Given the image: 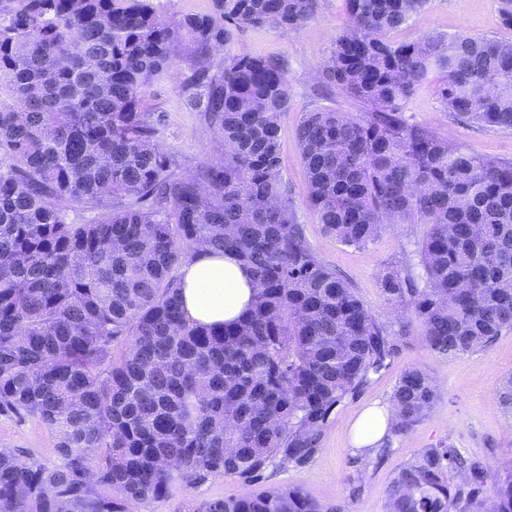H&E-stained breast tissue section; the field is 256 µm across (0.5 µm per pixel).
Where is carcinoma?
I'll list each match as a JSON object with an SVG mask.
<instances>
[{"mask_svg":"<svg viewBox=\"0 0 512 512\" xmlns=\"http://www.w3.org/2000/svg\"><path fill=\"white\" fill-rule=\"evenodd\" d=\"M345 2L323 78L368 112L303 113L307 205L359 249L386 224L424 225L420 272L388 267L383 294L433 352L484 350L512 331V160L450 143L406 105L437 71L433 92L455 120L512 129V43L398 44L388 34L426 0ZM316 7L213 0L209 14L167 19L154 0H0V413L58 434L53 469L0 448V512H130L176 484L303 466L336 408L399 352L407 323H381L297 222L280 173L283 64L231 52L239 30L297 31ZM183 49L193 65L181 91L221 148L189 174L145 107ZM201 247L251 272L243 319H185L177 268ZM435 399L425 371H405L390 433ZM485 481L453 445L426 448L396 473L386 509L512 512V472L491 494ZM188 512L339 508L282 486Z\"/></svg>","mask_w":512,"mask_h":512,"instance_id":"obj_1","label":"carcinoma"}]
</instances>
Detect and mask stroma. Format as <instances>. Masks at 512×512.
Here are the masks:
<instances>
[{
	"instance_id": "stroma-1",
	"label": "stroma",
	"mask_w": 512,
	"mask_h": 512,
	"mask_svg": "<svg viewBox=\"0 0 512 512\" xmlns=\"http://www.w3.org/2000/svg\"><path fill=\"white\" fill-rule=\"evenodd\" d=\"M314 17L297 32L283 34L267 27L245 28L236 33L231 50L241 56H259L284 64L289 84L288 110L280 126L281 176L297 204V220L318 257L341 275L379 321L396 320L380 287L387 266L410 255L421 240L420 224H389L368 248L358 249L326 235L307 207V176L296 127L303 112L337 109L363 116L365 105L321 91V71L330 48L347 24L345 0H318ZM499 0H427L424 7L389 34L396 43L429 35L444 37L465 33L512 42V28L502 26ZM190 65L180 57L169 77L151 87L146 104L162 113L158 139L173 152L182 172L188 173L217 156L212 130L200 113L190 109L180 85ZM407 116L424 124L472 153L512 160V129L480 123H461L445 112L431 86L408 103ZM418 323L399 353L357 396L343 402L323 432L319 449L303 466L269 468L262 478L245 484L234 477L217 475L205 484L187 489L174 486L169 497L132 505V512H188L191 502L237 497L245 493L297 485L311 497L343 512H386L387 494L396 472L422 450L453 444L471 461L478 473L495 476L512 470V412L499 402L498 390L512 377V331L502 332L487 349L444 356L431 351L420 338ZM426 371L433 379L437 398L426 415L408 433L393 438L383 459L356 461L350 451V425L373 403L390 404L394 387L410 368ZM56 432L38 418H19L0 413V448H17L45 466L57 463Z\"/></svg>"
}]
</instances>
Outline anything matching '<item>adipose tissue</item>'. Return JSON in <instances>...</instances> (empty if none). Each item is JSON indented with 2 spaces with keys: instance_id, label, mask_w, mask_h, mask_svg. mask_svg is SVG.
<instances>
[{
  "instance_id": "obj_1",
  "label": "adipose tissue",
  "mask_w": 512,
  "mask_h": 512,
  "mask_svg": "<svg viewBox=\"0 0 512 512\" xmlns=\"http://www.w3.org/2000/svg\"><path fill=\"white\" fill-rule=\"evenodd\" d=\"M186 317L193 322L218 324L242 318L250 304L253 279L231 253L197 251L179 269ZM386 408L364 409L352 423V450L367 453L380 447L389 434Z\"/></svg>"
}]
</instances>
